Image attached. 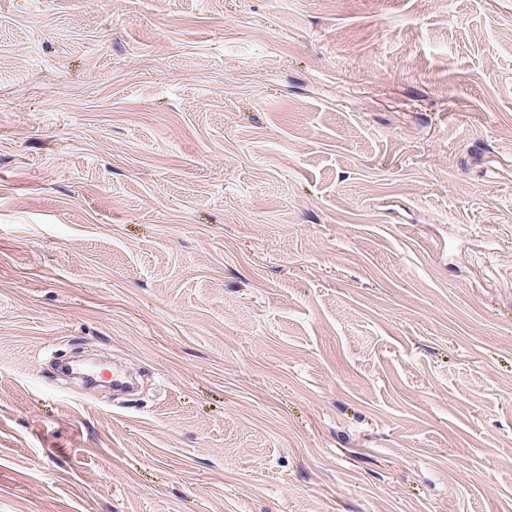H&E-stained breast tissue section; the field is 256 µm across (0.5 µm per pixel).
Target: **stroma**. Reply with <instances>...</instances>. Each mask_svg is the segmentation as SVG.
<instances>
[{"label": "stroma", "instance_id": "35a3bbf8", "mask_svg": "<svg viewBox=\"0 0 512 512\" xmlns=\"http://www.w3.org/2000/svg\"><path fill=\"white\" fill-rule=\"evenodd\" d=\"M0 512H512V0H0Z\"/></svg>", "mask_w": 512, "mask_h": 512}]
</instances>
